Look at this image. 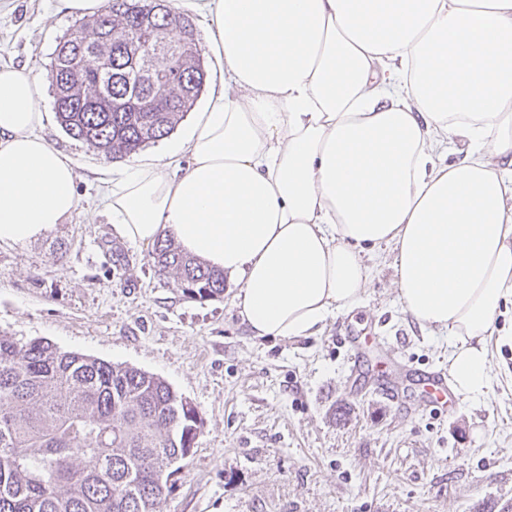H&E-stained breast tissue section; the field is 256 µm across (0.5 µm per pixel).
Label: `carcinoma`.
<instances>
[{
	"label": "carcinoma",
	"mask_w": 512,
	"mask_h": 512,
	"mask_svg": "<svg viewBox=\"0 0 512 512\" xmlns=\"http://www.w3.org/2000/svg\"><path fill=\"white\" fill-rule=\"evenodd\" d=\"M149 31L170 46L162 84L134 69ZM48 79L60 126L117 159L169 135L207 71L172 0H108L58 42ZM154 262L191 299L224 295V273L169 239ZM201 424L158 376L0 334V512H157Z\"/></svg>",
	"instance_id": "cac0c4a2"
}]
</instances>
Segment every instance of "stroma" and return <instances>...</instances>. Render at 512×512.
<instances>
[{"mask_svg":"<svg viewBox=\"0 0 512 512\" xmlns=\"http://www.w3.org/2000/svg\"><path fill=\"white\" fill-rule=\"evenodd\" d=\"M72 19L49 0H0V65L46 74ZM42 130L74 163L79 205L64 224L25 244H0V334L164 379L203 425L159 512H512V350L478 401L440 412L399 407L357 384L339 335L349 319L382 338L399 372L448 369L444 337L423 332L398 299L390 248L374 261L358 307L308 338L252 336L223 297H185L158 272L151 247L120 238L101 202L111 170L159 150L109 159L68 136L51 87Z\"/></svg>","mask_w":512,"mask_h":512,"instance_id":"obj_1","label":"stroma"}]
</instances>
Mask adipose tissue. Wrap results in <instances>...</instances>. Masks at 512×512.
<instances>
[{"instance_id":"1","label":"adipose tissue","mask_w":512,"mask_h":512,"mask_svg":"<svg viewBox=\"0 0 512 512\" xmlns=\"http://www.w3.org/2000/svg\"><path fill=\"white\" fill-rule=\"evenodd\" d=\"M224 84L187 137L113 170L115 232L170 237L239 279L257 337L315 335L357 307L384 246L399 300L448 342L456 394L489 391L512 303V0H183ZM40 77L0 67V243L77 209L40 133ZM462 160L448 162L449 146Z\"/></svg>"}]
</instances>
